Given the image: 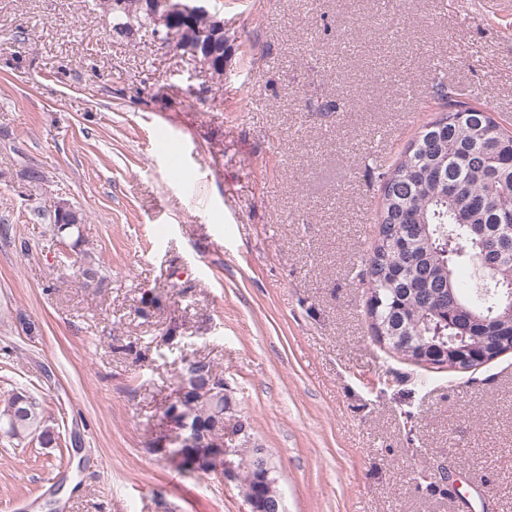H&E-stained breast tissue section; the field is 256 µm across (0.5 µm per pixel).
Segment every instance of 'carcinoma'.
<instances>
[{
  "label": "carcinoma",
  "instance_id": "obj_1",
  "mask_svg": "<svg viewBox=\"0 0 512 512\" xmlns=\"http://www.w3.org/2000/svg\"><path fill=\"white\" fill-rule=\"evenodd\" d=\"M440 94L448 111L423 125L403 155L383 173L378 235L362 276L368 283L367 315L373 338L417 364L468 370L512 350V232L496 217H512V131L485 110ZM76 224H54L57 233L81 242L85 215ZM504 239L497 268L481 270L480 256L493 240ZM209 363L186 367L178 393L186 438L197 442L224 425V390L202 400L199 380ZM39 401L27 391L11 393L0 409V430L22 441L38 435L55 442L42 424ZM241 437L245 463L238 487L250 506L279 499L278 480L269 456L248 447ZM179 467L195 465L199 449H178Z\"/></svg>",
  "mask_w": 512,
  "mask_h": 512
}]
</instances>
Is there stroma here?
<instances>
[{
	"mask_svg": "<svg viewBox=\"0 0 512 512\" xmlns=\"http://www.w3.org/2000/svg\"><path fill=\"white\" fill-rule=\"evenodd\" d=\"M223 79L96 0H0V512H249L169 460L211 362L286 512H512V350L461 371L376 342L360 273L382 166L444 112L512 129V0H209ZM336 100L331 113L314 111ZM43 178L24 177L25 169ZM87 218L82 243L45 209ZM93 261L105 282L74 276ZM42 421L39 401L24 390L12 392L0 409V430L11 439L22 441L38 432L42 444H52L56 440L55 433Z\"/></svg>",
	"mask_w": 512,
	"mask_h": 512,
	"instance_id": "1",
	"label": "stroma"
}]
</instances>
